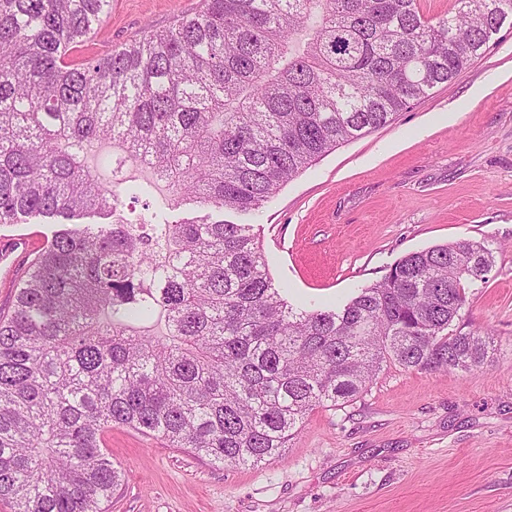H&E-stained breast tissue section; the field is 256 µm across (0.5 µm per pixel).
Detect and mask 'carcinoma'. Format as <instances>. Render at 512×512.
<instances>
[{
    "label": "carcinoma",
    "instance_id": "cac0c4a2",
    "mask_svg": "<svg viewBox=\"0 0 512 512\" xmlns=\"http://www.w3.org/2000/svg\"><path fill=\"white\" fill-rule=\"evenodd\" d=\"M110 0H0V223L61 229L0 318V500L104 512L122 481L114 426L213 464L280 455L309 410L360 397L385 363L471 372L490 337L451 332L492 250L407 254L336 308L292 305L252 224L108 221L145 165L200 209H261L337 146L395 120L488 48L512 0H204L81 63ZM112 142L87 165L85 147ZM164 318L166 334L147 324Z\"/></svg>",
    "mask_w": 512,
    "mask_h": 512
}]
</instances>
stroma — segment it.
<instances>
[{"label":"stroma","instance_id":"stroma-1","mask_svg":"<svg viewBox=\"0 0 512 512\" xmlns=\"http://www.w3.org/2000/svg\"><path fill=\"white\" fill-rule=\"evenodd\" d=\"M202 0H112L119 48ZM176 220L256 225L290 302L343 304L406 254L485 242L494 264L452 323L494 340L473 373L384 366L359 398L317 407L282 456L216 466L127 427L104 443L124 476L106 512H512V27L397 119L339 145L260 212L172 201ZM55 225L0 223V313Z\"/></svg>","mask_w":512,"mask_h":512}]
</instances>
